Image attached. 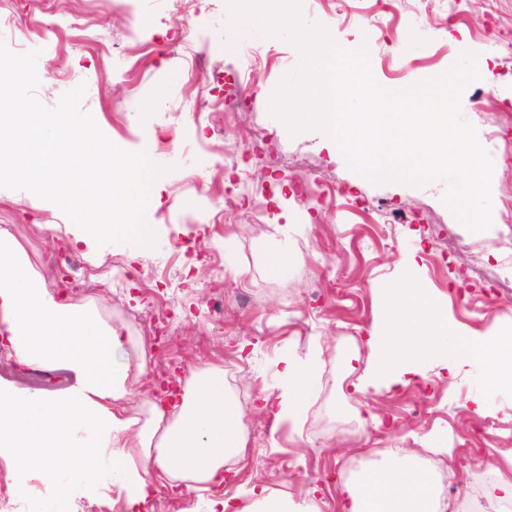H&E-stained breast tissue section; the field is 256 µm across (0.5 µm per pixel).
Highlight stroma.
<instances>
[{"label":"stroma","instance_id":"35a3bbf8","mask_svg":"<svg viewBox=\"0 0 512 512\" xmlns=\"http://www.w3.org/2000/svg\"><path fill=\"white\" fill-rule=\"evenodd\" d=\"M465 23L448 21L449 7ZM310 23L337 38L364 32L371 70L383 87L398 90L439 76L473 52L487 79L469 84L462 114L477 130L493 162V225L473 233L443 202L447 184H376L353 171L323 131L291 133L272 115L267 90L301 66L298 48L236 30L227 0H0V41L14 53L39 50L37 72L54 73L36 95L54 107L61 95L85 85L83 111L125 149L146 151L164 167L162 189L150 196L146 222L155 244H109L102 264L49 224L67 218L30 192L0 188V228L9 229L47 288H68L76 303L94 301L99 313L123 327L128 356L142 369L162 367L187 381L191 372L223 368L226 387L241 403L247 439L243 461L225 473L230 495L250 512L242 489L266 484L299 502L317 488L322 512H340L337 489L362 473L391 466L392 452L446 480L445 512H465L470 475L492 471L512 478V389L486 393L481 367L449 360L429 364L426 380L359 396L350 352L363 349L379 320L387 287L405 262L445 301L448 321L464 336L512 329V287L483 306L494 265L512 266V0H305ZM201 65L208 85L194 86ZM180 76L176 91L159 88ZM496 102L483 106L484 93ZM323 185L345 189L328 202ZM232 196L236 205L216 203ZM306 224L305 233L287 225ZM288 247L295 262L287 276L266 271V251ZM111 274V287L99 278ZM222 315H214L215 299ZM163 319L160 340L146 333L150 316ZM322 351V388L299 431L273 429L259 408L275 393V363L284 353ZM55 381L0 361V380L17 391L56 396L75 382L56 367ZM375 422L359 426L356 404ZM483 413H476V405ZM488 437L468 441L485 422ZM0 499L13 512L42 501L71 512H130L119 483L100 491L83 485L60 494L39 472L15 471L0 456Z\"/></svg>","mask_w":512,"mask_h":512}]
</instances>
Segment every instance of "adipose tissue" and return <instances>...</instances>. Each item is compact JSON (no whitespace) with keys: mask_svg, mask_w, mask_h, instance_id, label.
<instances>
[{"mask_svg":"<svg viewBox=\"0 0 512 512\" xmlns=\"http://www.w3.org/2000/svg\"><path fill=\"white\" fill-rule=\"evenodd\" d=\"M384 329L371 330L366 354H353L360 374L356 393L408 385L424 376L438 353L480 364L488 390L512 388V330L493 336H459L447 314L410 274L385 294ZM121 327L102 321L92 305H79L46 288L26 253L0 228V345L18 365L73 370L66 392L43 397L21 394L0 381V449L14 451L18 468L35 469L58 482L63 453L98 448L125 474L129 501L152 512L157 476L200 485L224 482V467L244 459L243 410L224 388V372L192 374L175 415L158 404L140 420L126 387L130 364ZM282 383L265 409L275 426L299 425L321 387V354L286 355ZM342 512H439L434 482L422 469L399 465L373 470L360 483L339 488Z\"/></svg>","mask_w":512,"mask_h":512,"instance_id":"obj_1","label":"adipose tissue"}]
</instances>
